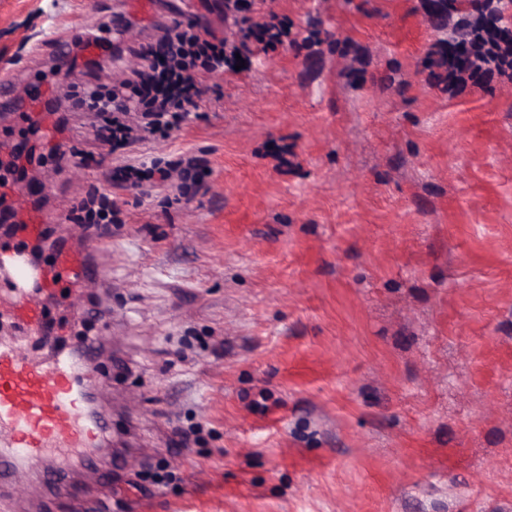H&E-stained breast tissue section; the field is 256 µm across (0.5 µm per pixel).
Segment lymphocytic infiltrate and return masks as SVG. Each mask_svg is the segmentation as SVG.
<instances>
[{
  "instance_id": "1",
  "label": "lymphocytic infiltrate",
  "mask_w": 512,
  "mask_h": 512,
  "mask_svg": "<svg viewBox=\"0 0 512 512\" xmlns=\"http://www.w3.org/2000/svg\"><path fill=\"white\" fill-rule=\"evenodd\" d=\"M284 35L280 24L245 17L238 23L237 41L231 43L196 22L174 20L156 44L141 49L143 65L134 79L105 91L88 87L73 106L111 114L103 139L110 146L114 185L125 190L147 182L164 185L171 190L166 205L190 201V189L201 188L210 173L204 160L186 150L171 159L145 162L136 157V150L156 138L170 137L198 116L206 93L198 74L235 68L238 56L250 53L252 46L276 48ZM493 70L512 80V42L493 30L468 26L464 39L448 53V84Z\"/></svg>"
}]
</instances>
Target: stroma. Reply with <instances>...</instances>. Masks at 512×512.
Segmentation results:
<instances>
[{
  "label": "stroma",
  "instance_id": "obj_1",
  "mask_svg": "<svg viewBox=\"0 0 512 512\" xmlns=\"http://www.w3.org/2000/svg\"><path fill=\"white\" fill-rule=\"evenodd\" d=\"M103 0H0V73L17 94L112 86L173 13L228 36L224 0H112L122 22L100 69L57 75L49 41L94 26ZM290 40L238 72L201 76L204 114L174 138L212 174L161 211L164 189L121 190L95 119L0 109V132L51 150L8 205L117 197L109 288L61 279L34 359L102 339L85 371L112 415L102 473L126 491L80 496L19 471L0 512H512V82L445 91L449 28L434 0H268ZM288 147L286 165L274 151ZM201 423L198 443L177 446ZM170 485L142 482L158 468Z\"/></svg>",
  "mask_w": 512,
  "mask_h": 512
}]
</instances>
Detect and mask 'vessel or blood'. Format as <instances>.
<instances>
[{"instance_id":"b4317fda","label":"vessel or blood","mask_w":512,"mask_h":512,"mask_svg":"<svg viewBox=\"0 0 512 512\" xmlns=\"http://www.w3.org/2000/svg\"><path fill=\"white\" fill-rule=\"evenodd\" d=\"M63 220L60 214H42L18 232L12 225L0 226V234L14 241L11 254L0 255V286L9 290L13 321L21 334L45 326L42 303L54 291L57 270L75 283L102 279L99 264L84 248L67 246L55 252L51 267L29 265L27 257L42 243L48 225ZM100 346L99 337L88 336L76 352L62 351L36 362L20 347L0 343V495L9 492L20 458L40 456L49 448L79 449L95 458L98 438L112 418L90 412L76 362L94 359Z\"/></svg>"}]
</instances>
